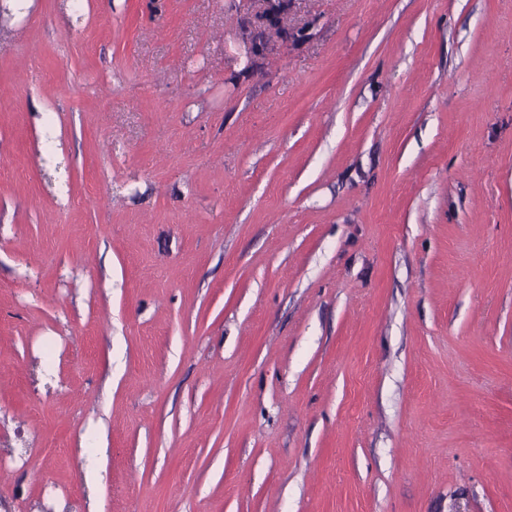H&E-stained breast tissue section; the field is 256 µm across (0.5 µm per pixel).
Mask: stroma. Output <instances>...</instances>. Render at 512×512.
I'll list each match as a JSON object with an SVG mask.
<instances>
[{
	"label": "stroma",
	"instance_id": "obj_1",
	"mask_svg": "<svg viewBox=\"0 0 512 512\" xmlns=\"http://www.w3.org/2000/svg\"><path fill=\"white\" fill-rule=\"evenodd\" d=\"M0 503L512 512V0L0 15Z\"/></svg>",
	"mask_w": 512,
	"mask_h": 512
}]
</instances>
